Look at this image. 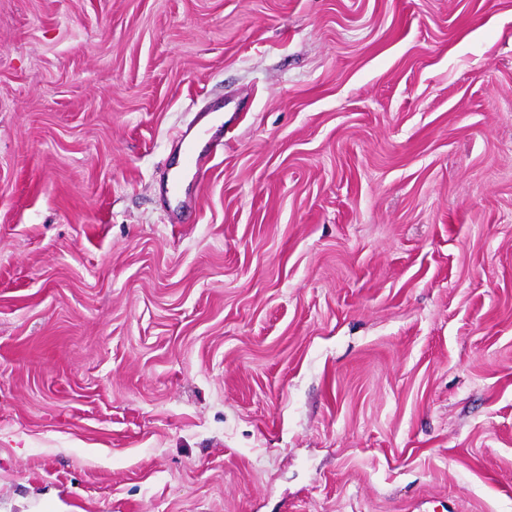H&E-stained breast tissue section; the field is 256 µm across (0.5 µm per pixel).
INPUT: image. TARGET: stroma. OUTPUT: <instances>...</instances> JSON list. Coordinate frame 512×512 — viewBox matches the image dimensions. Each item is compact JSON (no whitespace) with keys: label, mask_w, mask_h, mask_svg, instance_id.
Masks as SVG:
<instances>
[{"label":"stroma","mask_w":512,"mask_h":512,"mask_svg":"<svg viewBox=\"0 0 512 512\" xmlns=\"http://www.w3.org/2000/svg\"><path fill=\"white\" fill-rule=\"evenodd\" d=\"M49 507L512 512V0H0V512Z\"/></svg>","instance_id":"obj_1"}]
</instances>
